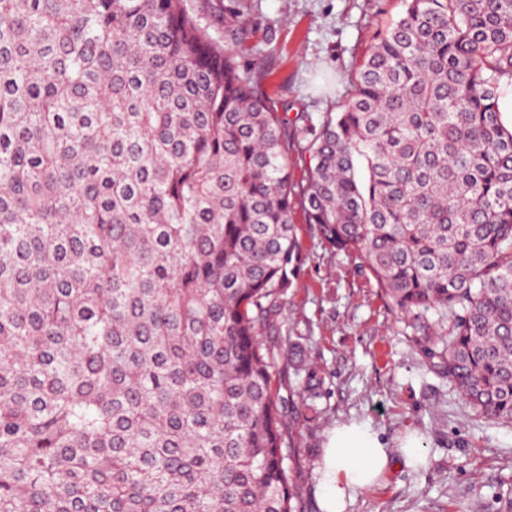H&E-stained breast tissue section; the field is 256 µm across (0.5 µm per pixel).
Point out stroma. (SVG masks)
<instances>
[{
	"label": "stroma",
	"mask_w": 512,
	"mask_h": 512,
	"mask_svg": "<svg viewBox=\"0 0 512 512\" xmlns=\"http://www.w3.org/2000/svg\"><path fill=\"white\" fill-rule=\"evenodd\" d=\"M256 30L241 63L258 92L292 126L320 125L351 95L378 34L403 0H240ZM304 259L297 287L262 327L264 343L290 339L321 371L316 420L302 409L288 418L294 512H321L318 462L340 422L368 425L396 446L413 435L426 461L391 470L357 493L346 512H512V424L474 415L447 379L427 369L417 334L355 254L329 249L294 208Z\"/></svg>",
	"instance_id": "stroma-1"
}]
</instances>
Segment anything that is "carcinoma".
Returning a JSON list of instances; mask_svg holds the SVG:
<instances>
[{"mask_svg": "<svg viewBox=\"0 0 512 512\" xmlns=\"http://www.w3.org/2000/svg\"><path fill=\"white\" fill-rule=\"evenodd\" d=\"M404 2L342 110L290 133L233 4L221 45L184 0H0V512H293L273 380L312 420L323 381L259 326L297 195L512 424V0Z\"/></svg>", "mask_w": 512, "mask_h": 512, "instance_id": "obj_1", "label": "carcinoma"}]
</instances>
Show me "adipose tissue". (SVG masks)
<instances>
[{"label":"adipose tissue","instance_id":"1","mask_svg":"<svg viewBox=\"0 0 512 512\" xmlns=\"http://www.w3.org/2000/svg\"><path fill=\"white\" fill-rule=\"evenodd\" d=\"M422 460L415 441L395 450L381 442L367 425L337 424L319 465L325 488L322 512H345L354 494L372 488L387 471L402 464L412 467Z\"/></svg>","mask_w":512,"mask_h":512}]
</instances>
